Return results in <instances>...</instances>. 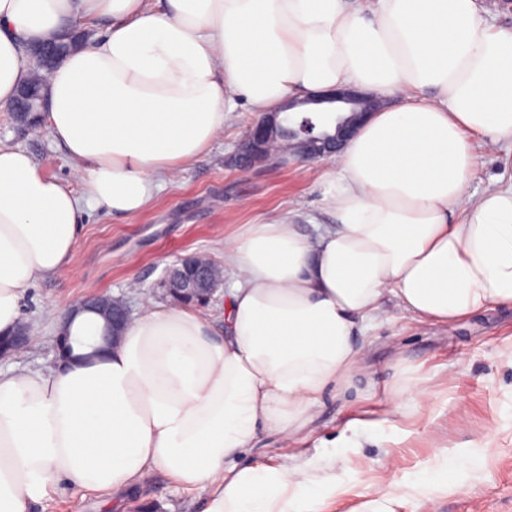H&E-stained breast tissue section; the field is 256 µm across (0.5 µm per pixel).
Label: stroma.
<instances>
[{
    "mask_svg": "<svg viewBox=\"0 0 512 512\" xmlns=\"http://www.w3.org/2000/svg\"><path fill=\"white\" fill-rule=\"evenodd\" d=\"M236 112L211 148L158 191L152 205L132 217L92 210L78 241L72 269L40 282L22 301V317L41 339L22 364L52 365L55 357L51 311L93 294L128 299L140 309L146 299L161 300L158 283L166 268L187 253L224 261V240L245 225L284 215L294 223H328L323 210V176L329 159L269 161L248 172L230 157L257 121ZM0 145L23 150L37 166L74 191L82 184L75 165L54 143L45 126L24 128L12 112L0 110ZM475 168L469 192L512 183V141L486 148L474 141ZM362 367L348 385L327 390L319 414L309 422L298 451L321 461L327 476L344 489L328 512H355L375 498L384 484L379 461L397 460V478L410 482L424 474L437 455L456 463L447 491L403 502L397 512H512V365L501 356L512 346V308L493 305L452 324H418L405 317L378 324L358 337ZM430 388L420 403L413 387ZM401 404L388 415L391 400ZM372 423L370 433L332 447L347 423ZM497 450L485 454L487 440ZM154 512H201L198 492L156 473L142 492ZM30 512H119L104 498L80 497L70 486L33 503Z\"/></svg>",
    "mask_w": 512,
    "mask_h": 512,
    "instance_id": "stroma-1",
    "label": "stroma"
}]
</instances>
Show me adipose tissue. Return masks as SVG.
Instances as JSON below:
<instances>
[{
  "mask_svg": "<svg viewBox=\"0 0 512 512\" xmlns=\"http://www.w3.org/2000/svg\"><path fill=\"white\" fill-rule=\"evenodd\" d=\"M75 24L94 34L48 73L42 119L83 190L0 146V333L72 265L88 209L143 212L237 107L349 87L387 104L327 175L333 223L225 238L222 324L150 300L98 357L0 371V512L60 484L132 498L157 471L202 512H325L336 489L295 448L359 370L365 322L512 305V185L469 193L471 136L512 139V28L479 0H0V110L30 76L27 43ZM263 434L277 465L238 464ZM380 467L384 493L357 512H397L449 462L410 483Z\"/></svg>",
  "mask_w": 512,
  "mask_h": 512,
  "instance_id": "ef3b65f1",
  "label": "adipose tissue"
}]
</instances>
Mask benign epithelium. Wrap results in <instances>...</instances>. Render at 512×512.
I'll use <instances>...</instances> for the list:
<instances>
[{
  "instance_id": "obj_1",
  "label": "benign epithelium",
  "mask_w": 512,
  "mask_h": 512,
  "mask_svg": "<svg viewBox=\"0 0 512 512\" xmlns=\"http://www.w3.org/2000/svg\"><path fill=\"white\" fill-rule=\"evenodd\" d=\"M66 50V45L49 41L36 45L32 55L50 65ZM43 104L41 89L32 83L20 88L11 112L21 120L42 112ZM381 106V99L353 88H337L305 99L288 98L249 130L236 149L235 163L241 169H250L274 157L277 144L284 146L289 156L304 161L331 157L341 152L368 114ZM222 281V269L214 261L190 254L165 271L160 287L165 297L198 295L210 299ZM88 311L103 322L95 343L117 346L132 319L127 301L120 296L93 295L80 301L71 313ZM30 343L31 327L23 322L14 331L11 346L20 353Z\"/></svg>"
}]
</instances>
